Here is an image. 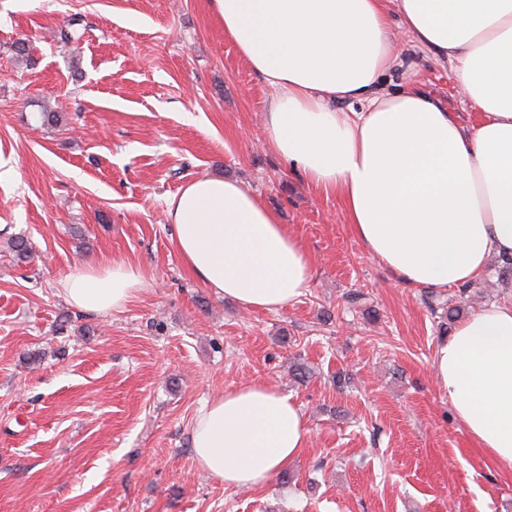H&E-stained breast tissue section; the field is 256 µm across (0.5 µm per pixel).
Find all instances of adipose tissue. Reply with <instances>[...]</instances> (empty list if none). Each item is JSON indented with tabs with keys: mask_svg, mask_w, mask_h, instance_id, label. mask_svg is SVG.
<instances>
[{
	"mask_svg": "<svg viewBox=\"0 0 512 512\" xmlns=\"http://www.w3.org/2000/svg\"><path fill=\"white\" fill-rule=\"evenodd\" d=\"M224 38L270 88L265 133L313 188L337 194L368 254L401 282L445 288L512 255V0H210ZM448 63L483 120L464 133L412 87L386 94L399 60L392 19ZM358 101L362 111H336ZM187 270L215 295L275 311L308 289L311 258L240 184L206 177L166 202ZM123 263L76 272L61 291L80 311L124 308L142 292ZM432 369L477 447L512 470V303L492 304L442 340ZM285 392L256 380L200 409L197 466L225 486L261 488L309 441Z\"/></svg>",
	"mask_w": 512,
	"mask_h": 512,
	"instance_id": "obj_1",
	"label": "adipose tissue"
}]
</instances>
